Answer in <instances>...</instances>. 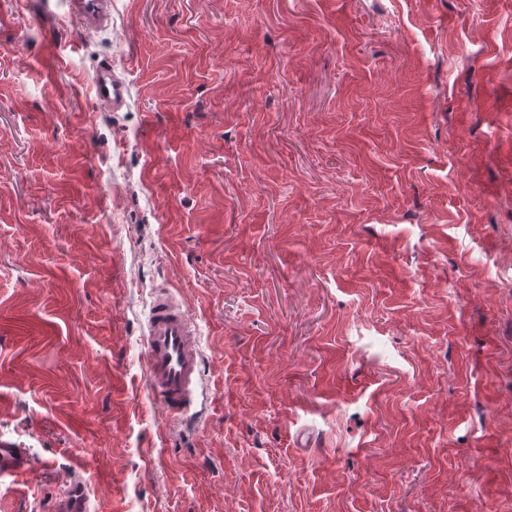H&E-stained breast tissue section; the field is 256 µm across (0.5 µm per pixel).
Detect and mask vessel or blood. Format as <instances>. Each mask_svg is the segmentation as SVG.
Wrapping results in <instances>:
<instances>
[{
    "label": "vessel or blood",
    "instance_id": "1",
    "mask_svg": "<svg viewBox=\"0 0 512 512\" xmlns=\"http://www.w3.org/2000/svg\"><path fill=\"white\" fill-rule=\"evenodd\" d=\"M70 11L86 31L99 29L110 19L112 0H69ZM92 88L102 108L114 110L123 106L128 87L113 76L111 67L96 72ZM145 371L148 390L168 413L185 417L196 398L199 374V349L196 328L183 306L170 292H159L149 311L144 336ZM27 456L23 449L0 445V476L26 471Z\"/></svg>",
    "mask_w": 512,
    "mask_h": 512
}]
</instances>
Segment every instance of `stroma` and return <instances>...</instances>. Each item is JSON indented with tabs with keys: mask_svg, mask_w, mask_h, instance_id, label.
Segmentation results:
<instances>
[{
	"mask_svg": "<svg viewBox=\"0 0 512 512\" xmlns=\"http://www.w3.org/2000/svg\"><path fill=\"white\" fill-rule=\"evenodd\" d=\"M1 444L0 512H512V0H0ZM71 15L84 31L99 29L110 19L111 0H69ZM92 88L99 105L104 109H117L123 106L128 87L125 81L112 76V67H102L94 75ZM144 347L150 395L170 415L187 417L199 374L197 332L184 307L167 290L160 291L150 307ZM27 469L28 460L23 449L0 445V476L13 475Z\"/></svg>",
	"mask_w": 512,
	"mask_h": 512,
	"instance_id": "obj_1",
	"label": "stroma"
}]
</instances>
